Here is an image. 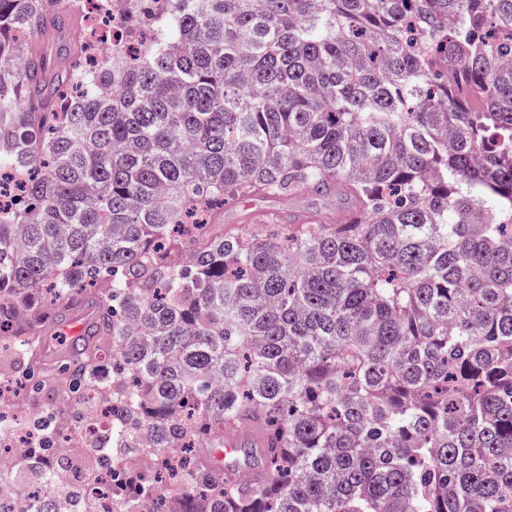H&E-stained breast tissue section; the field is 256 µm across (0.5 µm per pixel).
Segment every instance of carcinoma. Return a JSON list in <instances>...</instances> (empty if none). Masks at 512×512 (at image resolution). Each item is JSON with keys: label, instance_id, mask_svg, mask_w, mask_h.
I'll return each mask as SVG.
<instances>
[{"label": "carcinoma", "instance_id": "cac0c4a2", "mask_svg": "<svg viewBox=\"0 0 512 512\" xmlns=\"http://www.w3.org/2000/svg\"><path fill=\"white\" fill-rule=\"evenodd\" d=\"M81 6L0 0V352L82 412L48 430L105 404L100 452L141 437L174 512H512V0H163L134 64L50 78ZM300 192L353 218L210 231Z\"/></svg>", "mask_w": 512, "mask_h": 512}]
</instances>
